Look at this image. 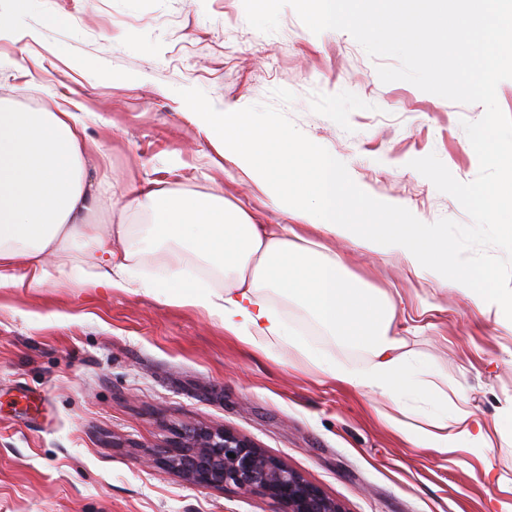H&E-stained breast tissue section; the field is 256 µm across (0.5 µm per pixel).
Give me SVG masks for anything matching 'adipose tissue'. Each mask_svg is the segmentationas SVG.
<instances>
[{
    "label": "adipose tissue",
    "instance_id": "1",
    "mask_svg": "<svg viewBox=\"0 0 512 512\" xmlns=\"http://www.w3.org/2000/svg\"><path fill=\"white\" fill-rule=\"evenodd\" d=\"M85 122L74 112H36L0 102V283L15 281L24 268L31 283L65 279L78 285L161 295L177 305L200 308L220 319L226 335L259 351H295L309 365L355 389L380 395L388 426L417 448L441 451L485 448L489 436L464 404L449 403L431 372L402 352L393 336L395 305L377 288L349 274L335 238L371 252L397 250L414 270L431 267L450 278L474 304L512 309V296L485 288L484 277L456 268L437 225L410 215L381 224L375 206L371 224H339V200L331 166L317 162L312 146L254 118L249 132L224 134L225 154L253 180L270 204L286 217L282 224H260L246 210L220 198L183 203L173 189L138 190L133 206L160 213L155 224H92L88 215L102 203V182L88 177V162L99 154L86 140ZM316 208H309L308 200ZM163 240L165 261L149 276L135 269L147 245ZM86 255L69 265L73 244ZM224 275L217 289L192 276L188 256ZM298 302L327 335L372 351L369 366L321 358L293 332L269 291ZM418 389H410V377ZM438 400L440 412L428 427L405 422L413 392Z\"/></svg>",
    "mask_w": 512,
    "mask_h": 512
}]
</instances>
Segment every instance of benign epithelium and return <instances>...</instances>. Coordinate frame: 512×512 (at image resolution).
<instances>
[{
  "instance_id": "7a95c632",
  "label": "benign epithelium",
  "mask_w": 512,
  "mask_h": 512,
  "mask_svg": "<svg viewBox=\"0 0 512 512\" xmlns=\"http://www.w3.org/2000/svg\"><path fill=\"white\" fill-rule=\"evenodd\" d=\"M164 464L198 488L232 485L276 500L283 512H343L300 473L229 429L185 426L165 451Z\"/></svg>"
}]
</instances>
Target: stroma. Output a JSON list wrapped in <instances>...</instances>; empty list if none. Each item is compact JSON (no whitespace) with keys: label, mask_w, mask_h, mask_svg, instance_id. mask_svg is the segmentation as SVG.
<instances>
[{"label":"stroma","mask_w":512,"mask_h":512,"mask_svg":"<svg viewBox=\"0 0 512 512\" xmlns=\"http://www.w3.org/2000/svg\"><path fill=\"white\" fill-rule=\"evenodd\" d=\"M0 99L84 116L102 146L96 175L113 195L96 219L124 212L133 188L157 181L184 200L221 196L284 215L240 179L195 124L178 91L197 88L222 112L280 109L345 163L372 197L419 220L469 217L410 168L436 154L459 181L478 174L462 127L484 108L382 83L378 62L347 32H311L292 7L279 27L249 26L243 0H0ZM349 271L398 308L402 349L488 422L489 449L415 448L380 414L385 401L324 376L295 354L226 336L217 317L161 296L66 280L0 286V512H283L233 486L200 489L153 464L182 425L251 439L344 512H512V331L434 270L401 254L337 241ZM277 305L315 352L363 368L371 350L324 335L296 303Z\"/></svg>","instance_id":"35a3bbf8"}]
</instances>
